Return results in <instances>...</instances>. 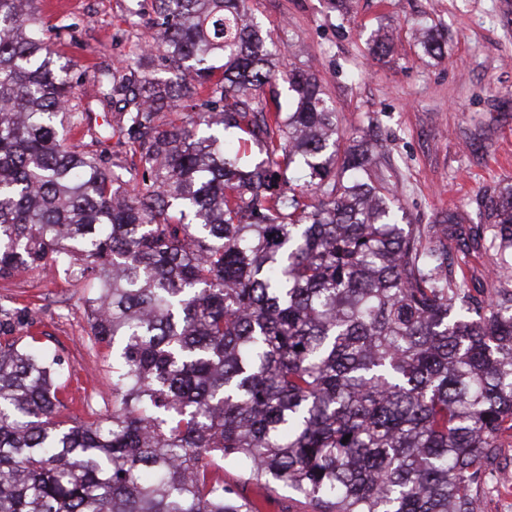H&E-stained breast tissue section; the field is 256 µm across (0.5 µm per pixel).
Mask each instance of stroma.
<instances>
[{"label": "stroma", "instance_id": "1", "mask_svg": "<svg viewBox=\"0 0 512 512\" xmlns=\"http://www.w3.org/2000/svg\"><path fill=\"white\" fill-rule=\"evenodd\" d=\"M155 0H66L44 11L45 26L68 25L51 37L75 75L90 79L101 61L138 58L155 44ZM340 19L328 0H247V12L285 52L280 60L314 72L336 112L340 145L369 134L396 172V204L414 224L462 216L451 258H464L471 294L495 301L494 271L512 275V250L481 239L469 254L486 199L512 186V0H349ZM388 35L392 54L374 62L369 38ZM436 39L433 56L424 44ZM80 278L41 270L0 278V305L31 312L15 327L55 350L67 370V414L103 417L112 410V350L91 346Z\"/></svg>", "mask_w": 512, "mask_h": 512}]
</instances>
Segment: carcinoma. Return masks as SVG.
Wrapping results in <instances>:
<instances>
[{
    "instance_id": "obj_1",
    "label": "carcinoma",
    "mask_w": 512,
    "mask_h": 512,
    "mask_svg": "<svg viewBox=\"0 0 512 512\" xmlns=\"http://www.w3.org/2000/svg\"><path fill=\"white\" fill-rule=\"evenodd\" d=\"M156 2L157 44L85 92L36 0H0V277L80 265L112 348V412L65 417L61 358L0 308V512H260L226 464L312 512H477L512 430V294L472 303L457 214L402 223L374 147L339 150L322 83L276 69L243 0ZM485 210L512 248V187Z\"/></svg>"
}]
</instances>
